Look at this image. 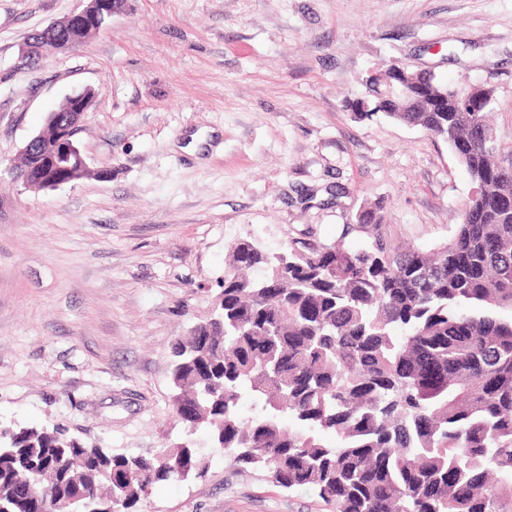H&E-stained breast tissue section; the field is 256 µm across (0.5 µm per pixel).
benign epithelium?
I'll list each match as a JSON object with an SVG mask.
<instances>
[{"mask_svg": "<svg viewBox=\"0 0 512 512\" xmlns=\"http://www.w3.org/2000/svg\"><path fill=\"white\" fill-rule=\"evenodd\" d=\"M83 8L76 10L63 20L46 27L37 33V39L27 44L26 56L43 57L68 52L88 36L98 31L112 16L125 11L128 0H82ZM424 87L412 78V73L402 64L393 70L389 80L388 99L409 98ZM457 96L466 105L476 107L487 102L489 94L484 87L457 89ZM92 99L83 91L68 96L66 119H60V112L49 114L47 122L51 131L40 132L28 139L20 150V155L31 160V165L15 173V180L25 188L34 191L54 190L81 178L88 170L86 159L76 142V135Z\"/></svg>", "mask_w": 512, "mask_h": 512, "instance_id": "1", "label": "benign epithelium"}]
</instances>
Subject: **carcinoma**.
I'll return each mask as SVG.
<instances>
[{
  "label": "carcinoma",
  "instance_id": "obj_1",
  "mask_svg": "<svg viewBox=\"0 0 512 512\" xmlns=\"http://www.w3.org/2000/svg\"><path fill=\"white\" fill-rule=\"evenodd\" d=\"M419 80L432 99L387 116L445 139L475 185L454 237L396 250L372 214L358 247L238 240L215 312L172 345L173 387L193 407L173 412L213 454L334 512H512V171L486 113ZM386 91L367 89L371 113ZM4 426L0 512L112 495L133 512L207 468L192 444L127 456L57 425Z\"/></svg>",
  "mask_w": 512,
  "mask_h": 512
}]
</instances>
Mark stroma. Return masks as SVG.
<instances>
[{
	"instance_id": "obj_1",
	"label": "stroma",
	"mask_w": 512,
	"mask_h": 512,
	"mask_svg": "<svg viewBox=\"0 0 512 512\" xmlns=\"http://www.w3.org/2000/svg\"><path fill=\"white\" fill-rule=\"evenodd\" d=\"M80 0H0V422L55 424L150 456L186 439L170 351L209 317L233 243L448 242L473 185L447 142L347 101L393 63L490 86L512 163V0H129L71 51L28 65L32 33ZM92 177L33 192L12 169L65 97ZM208 457L139 512H331Z\"/></svg>"
}]
</instances>
